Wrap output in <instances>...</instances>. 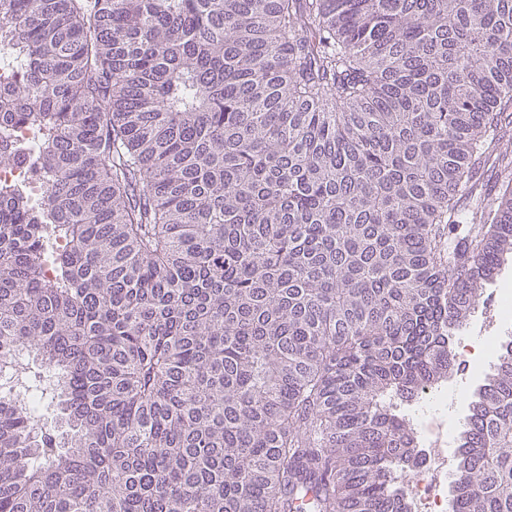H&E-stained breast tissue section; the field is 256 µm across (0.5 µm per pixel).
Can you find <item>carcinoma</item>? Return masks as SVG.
Wrapping results in <instances>:
<instances>
[{
  "mask_svg": "<svg viewBox=\"0 0 512 512\" xmlns=\"http://www.w3.org/2000/svg\"><path fill=\"white\" fill-rule=\"evenodd\" d=\"M0 63V512H413L512 254V0H0ZM456 469L512 512V340ZM2 183H23L38 197L43 193L46 186L45 182L42 180L35 181L30 179L28 168L13 162L2 163L0 165V185Z\"/></svg>",
  "mask_w": 512,
  "mask_h": 512,
  "instance_id": "cac0c4a2",
  "label": "carcinoma"
}]
</instances>
